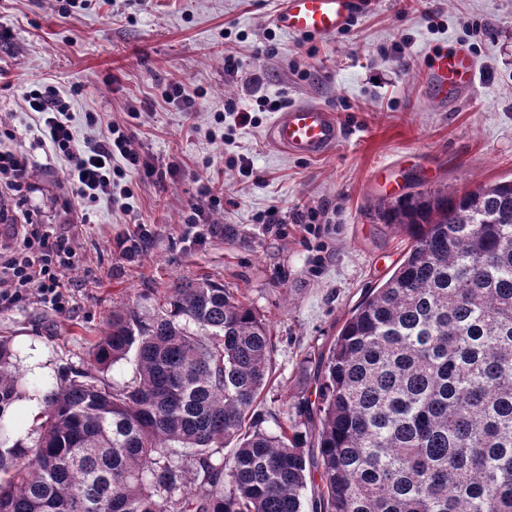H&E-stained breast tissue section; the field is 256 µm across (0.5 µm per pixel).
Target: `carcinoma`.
<instances>
[{
  "label": "carcinoma",
  "mask_w": 512,
  "mask_h": 512,
  "mask_svg": "<svg viewBox=\"0 0 512 512\" xmlns=\"http://www.w3.org/2000/svg\"><path fill=\"white\" fill-rule=\"evenodd\" d=\"M377 215L409 244L329 349L317 447L253 420L265 320L178 279L151 316L113 310L89 367L44 391L35 444L0 448V512H303L315 470L311 512H512V179L383 198ZM131 353L133 377L105 379ZM13 357L0 339V419Z\"/></svg>",
  "instance_id": "obj_1"
}]
</instances>
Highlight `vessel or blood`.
I'll return each instance as SVG.
<instances>
[{"label": "vessel or blood", "instance_id": "vessel-or-blood-1", "mask_svg": "<svg viewBox=\"0 0 512 512\" xmlns=\"http://www.w3.org/2000/svg\"><path fill=\"white\" fill-rule=\"evenodd\" d=\"M367 0H278L273 21L284 32L314 38H328L364 10ZM477 62L463 47L436 56L430 80L436 102H450L473 92ZM270 140L289 154L312 159L326 155L342 140L337 116L313 102L288 107L277 114L269 128Z\"/></svg>", "mask_w": 512, "mask_h": 512}]
</instances>
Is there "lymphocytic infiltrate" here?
Wrapping results in <instances>:
<instances>
[{
	"mask_svg": "<svg viewBox=\"0 0 512 512\" xmlns=\"http://www.w3.org/2000/svg\"><path fill=\"white\" fill-rule=\"evenodd\" d=\"M22 101L24 111L33 115L25 127L32 148L67 158L65 180L82 207L102 200L123 207L132 196L122 184L127 170L165 178V171L137 150L128 126L111 121L105 131H98L99 118L89 112L85 115L89 133L77 136L71 104L55 86L27 87ZM117 157L123 159V166L114 165ZM36 190L27 154L0 149V223L6 222L9 209L24 207ZM77 258L78 247L71 237L25 216L21 227L0 236V306H15L35 294L44 305L67 312L70 300L62 279L76 268Z\"/></svg>",
	"mask_w": 512,
	"mask_h": 512,
	"instance_id": "obj_1",
	"label": "lymphocytic infiltrate"
}]
</instances>
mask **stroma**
I'll return each mask as SVG.
<instances>
[{"label": "stroma", "mask_w": 512, "mask_h": 512, "mask_svg": "<svg viewBox=\"0 0 512 512\" xmlns=\"http://www.w3.org/2000/svg\"><path fill=\"white\" fill-rule=\"evenodd\" d=\"M64 2L0 0V117L15 127L14 148L32 153L39 190L27 208L68 230L83 257L65 277L68 312L34 295L0 309V336L11 338L24 372L8 444L32 445L30 394L87 367L113 307L152 314L173 281L201 277L224 284L270 326L260 428L296 423L315 432L321 359L407 246L376 216L385 192L374 172L387 169L404 193L460 194L512 178V0H372L326 39L277 28L275 0H89L67 16ZM459 45L474 55L478 76L474 92L450 108L433 102L428 69L433 54ZM230 55L232 70L224 65ZM42 79L71 94L77 135L86 133V113H98L102 122L130 125L145 157L180 173L158 184L128 171L129 211L102 201L83 223L65 184L67 160L31 150L20 124L21 87ZM172 83L194 97L192 109L163 99ZM275 96L337 113L340 146L312 160L277 148L268 137L275 115L258 110L260 99ZM229 101L259 121L211 142L210 133L223 130L215 115ZM132 108L138 119H129ZM237 156L251 172L230 165ZM191 170L208 176L211 194L188 178ZM193 203L200 215L189 224ZM308 215L310 232L299 223ZM137 224L151 232L138 256L110 248ZM33 349L43 372L27 368Z\"/></svg>", "instance_id": "obj_1"}]
</instances>
